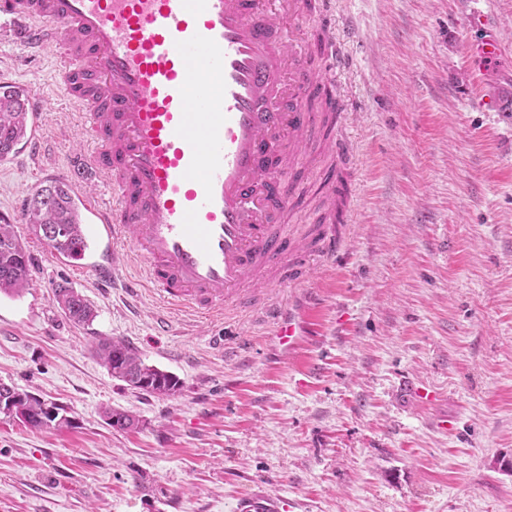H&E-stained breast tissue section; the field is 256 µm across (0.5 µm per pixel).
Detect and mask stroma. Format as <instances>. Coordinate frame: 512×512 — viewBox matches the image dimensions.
<instances>
[{"label": "stroma", "mask_w": 512, "mask_h": 512, "mask_svg": "<svg viewBox=\"0 0 512 512\" xmlns=\"http://www.w3.org/2000/svg\"><path fill=\"white\" fill-rule=\"evenodd\" d=\"M347 59L340 136L351 156L353 221L336 254L298 283L261 288L306 316L290 354L259 310L202 317L153 289L130 298L78 261L50 254L23 204L92 147L51 81L56 50L26 63L0 19V83L46 101L40 158L0 159V214L32 258V280L0 295V383L62 408L32 429L0 415V512H235L265 496L287 512H512V0H332ZM489 15L470 26L471 13ZM496 37L504 57L476 76L467 40ZM482 89L491 106L472 105ZM327 156H299L288 232L323 211ZM68 282L95 307L87 326L53 300ZM166 319L170 332L154 331ZM124 341L176 376L171 397L131 389L93 351ZM112 407L136 430L110 427Z\"/></svg>", "instance_id": "1"}]
</instances>
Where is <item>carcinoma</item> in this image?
<instances>
[{"mask_svg": "<svg viewBox=\"0 0 512 512\" xmlns=\"http://www.w3.org/2000/svg\"><path fill=\"white\" fill-rule=\"evenodd\" d=\"M28 92L9 83L0 84V158L17 150L28 130ZM23 223L49 248L65 259L80 260L87 249V237L78 207V198L72 185L63 179L47 180L25 200ZM31 257L15 233L14 225L0 220V294L18 295L30 284ZM58 307L70 321L78 325L92 322L96 312L88 300L76 289L59 284L54 289ZM103 365L129 386L159 396H170L180 389L179 380L144 363L138 353L125 343L103 337L96 346ZM17 412L30 417L29 425L41 427L39 416L42 402L19 400ZM104 415L112 427L128 429L136 420L117 409L107 408Z\"/></svg>", "mask_w": 512, "mask_h": 512, "instance_id": "carcinoma-1", "label": "carcinoma"}]
</instances>
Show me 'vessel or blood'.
Instances as JSON below:
<instances>
[{"label": "vessel or blood", "instance_id": "obj_1", "mask_svg": "<svg viewBox=\"0 0 512 512\" xmlns=\"http://www.w3.org/2000/svg\"><path fill=\"white\" fill-rule=\"evenodd\" d=\"M329 0H0V18L23 25L32 52L55 49L54 79L93 134L85 171L112 189L94 222L112 245L91 275L108 287L129 254L142 274L129 296L153 288L163 301L209 315L258 283L297 281L300 269L336 251V207L313 235L289 237L275 223L293 204L287 167L336 121L315 104L341 100ZM313 22L301 39L284 19ZM489 65L498 39L467 41ZM39 155L46 133L40 95L30 100ZM324 173L339 189L349 164L340 140ZM284 353L303 341L305 321L269 303Z\"/></svg>", "mask_w": 512, "mask_h": 512}]
</instances>
